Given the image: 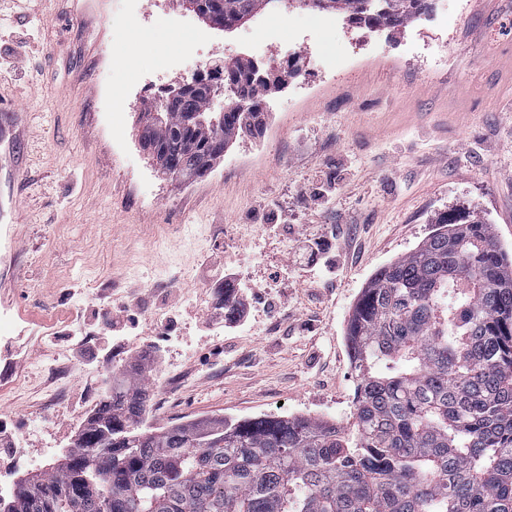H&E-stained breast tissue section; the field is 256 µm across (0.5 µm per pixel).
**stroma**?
I'll return each mask as SVG.
<instances>
[{
	"instance_id": "35a3bbf8",
	"label": "stroma",
	"mask_w": 512,
	"mask_h": 512,
	"mask_svg": "<svg viewBox=\"0 0 512 512\" xmlns=\"http://www.w3.org/2000/svg\"><path fill=\"white\" fill-rule=\"evenodd\" d=\"M172 21L131 25L126 0H0V119L29 113L14 223H0V498L51 469L98 402L104 367L152 349L142 379L156 427L209 417L349 423L346 327L376 270L414 251L449 211L491 224L512 257V0H433L427 25L382 28L358 66L289 79L259 137L186 183L141 151L140 78L254 56L277 0L224 31L180 0ZM187 27L201 44L169 38ZM131 105L112 109L113 87ZM327 248L293 254L309 238ZM240 316L228 319L224 278ZM277 301L279 312L267 306Z\"/></svg>"
}]
</instances>
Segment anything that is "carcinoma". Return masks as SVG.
I'll return each mask as SVG.
<instances>
[{
    "label": "carcinoma",
    "instance_id": "1",
    "mask_svg": "<svg viewBox=\"0 0 512 512\" xmlns=\"http://www.w3.org/2000/svg\"><path fill=\"white\" fill-rule=\"evenodd\" d=\"M224 17L274 0H222ZM431 0H374L398 27ZM243 91L261 103L268 85ZM207 96L148 106L155 139L194 166L201 146L250 136L245 112L185 127ZM353 423L298 416L146 423L140 364L112 368L111 393L80 431L75 462L15 489L8 512H512V260L492 227L448 212L414 252L374 274L347 325ZM112 430V446L105 445Z\"/></svg>",
    "mask_w": 512,
    "mask_h": 512
}]
</instances>
